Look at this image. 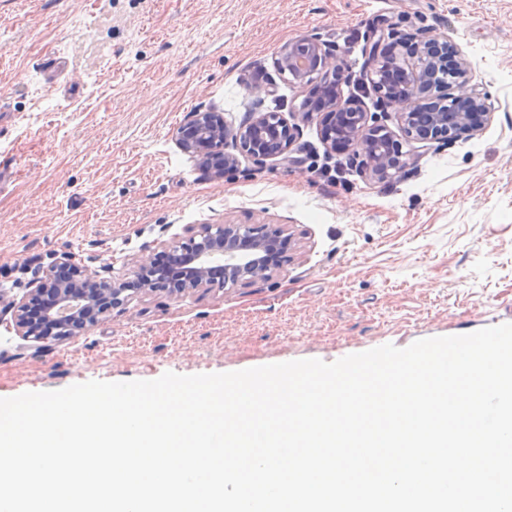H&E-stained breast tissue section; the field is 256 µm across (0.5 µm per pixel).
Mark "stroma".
Segmentation results:
<instances>
[{"label":"stroma","instance_id":"1","mask_svg":"<svg viewBox=\"0 0 512 512\" xmlns=\"http://www.w3.org/2000/svg\"><path fill=\"white\" fill-rule=\"evenodd\" d=\"M448 36L493 118L419 149L376 183L302 123L288 159L224 177L180 150L187 113L238 127L305 99L274 65L303 34L338 49L342 96L397 128L362 66L373 24ZM271 87L255 100L253 86ZM282 225L300 241L271 279L133 294L81 337L37 347L0 315V398L89 380L231 372L512 323V0H0V286L19 297L54 257L128 278L189 224Z\"/></svg>","mask_w":512,"mask_h":512}]
</instances>
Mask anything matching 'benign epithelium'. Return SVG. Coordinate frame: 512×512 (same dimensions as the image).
Returning a JSON list of instances; mask_svg holds the SVG:
<instances>
[{"label": "benign epithelium", "mask_w": 512, "mask_h": 512, "mask_svg": "<svg viewBox=\"0 0 512 512\" xmlns=\"http://www.w3.org/2000/svg\"><path fill=\"white\" fill-rule=\"evenodd\" d=\"M365 65L393 108L407 141L428 147L472 138L491 119L486 92L475 81L471 63L446 36L426 30L400 34L380 23L365 36ZM275 64L288 81L306 89L317 107L285 117L255 112L243 125L230 127L218 112H191L175 132L180 148L198 157L203 168L221 178L238 157L224 149L238 145L255 163L283 157L299 134L296 119L320 116V133L331 149L361 159L375 182L397 178L414 153L385 126L338 93L345 78L342 55L313 35L286 42ZM180 242L146 246L134 259L133 277L114 280L62 254L20 298L0 294V312L11 314L16 333L46 346L85 335L125 309L133 293L162 290L171 296L267 280L298 250L294 234L283 227L246 224H193Z\"/></svg>", "instance_id": "7a95c632"}]
</instances>
